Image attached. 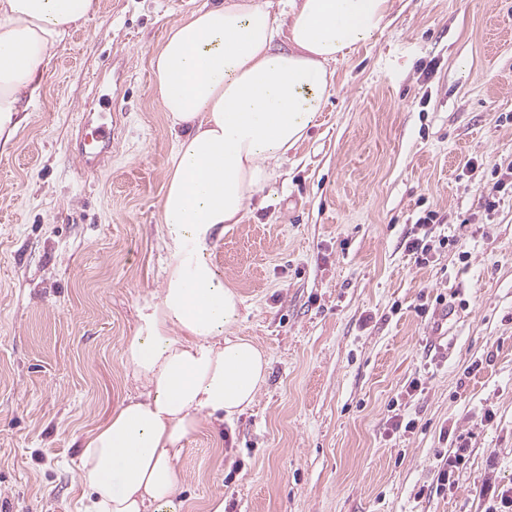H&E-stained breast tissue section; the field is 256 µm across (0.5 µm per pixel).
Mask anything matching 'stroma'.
<instances>
[{"mask_svg":"<svg viewBox=\"0 0 512 512\" xmlns=\"http://www.w3.org/2000/svg\"><path fill=\"white\" fill-rule=\"evenodd\" d=\"M206 0H99L0 156V512H78L85 437L144 392L125 364L170 260L174 151L151 56ZM316 125L214 242L269 367L255 403L176 463L187 512H489L512 487V0H393ZM112 155L73 158L83 113ZM448 245L416 263L419 217ZM447 307L449 354L429 345ZM415 421L393 429L392 416ZM470 444L454 485L435 454ZM92 125L94 127H92ZM87 128L92 133L91 141L87 139ZM81 134L82 145L76 151L77 168L82 175H88L96 172L100 164L112 151V121H105L103 116H99L96 120L86 117L84 127L79 131ZM95 145L92 149L87 148L92 142Z\"/></svg>","mask_w":512,"mask_h":512,"instance_id":"obj_1","label":"stroma"}]
</instances>
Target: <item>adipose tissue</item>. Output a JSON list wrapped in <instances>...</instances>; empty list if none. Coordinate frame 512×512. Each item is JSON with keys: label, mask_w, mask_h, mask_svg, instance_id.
Instances as JSON below:
<instances>
[{"label": "adipose tissue", "mask_w": 512, "mask_h": 512, "mask_svg": "<svg viewBox=\"0 0 512 512\" xmlns=\"http://www.w3.org/2000/svg\"><path fill=\"white\" fill-rule=\"evenodd\" d=\"M281 26L262 0H209L172 24L151 57L176 149L160 222L171 249L163 288L126 344L146 395L83 441L80 512H185L175 463L210 417L250 407L266 354L232 335L242 299L212 259V237L242 223L254 196L322 112L337 66L386 24L392 0H289ZM98 0H0V152L24 96ZM285 37L288 47L276 46Z\"/></svg>", "instance_id": "1"}]
</instances>
